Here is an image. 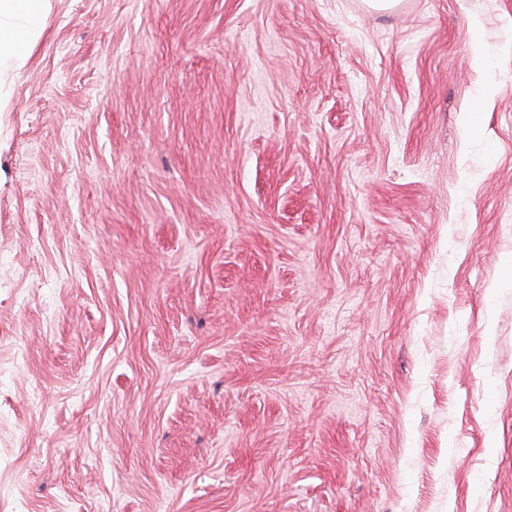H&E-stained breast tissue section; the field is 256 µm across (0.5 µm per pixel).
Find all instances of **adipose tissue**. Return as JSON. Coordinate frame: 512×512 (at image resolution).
<instances>
[{
    "mask_svg": "<svg viewBox=\"0 0 512 512\" xmlns=\"http://www.w3.org/2000/svg\"><path fill=\"white\" fill-rule=\"evenodd\" d=\"M49 0H0V65L23 64V44L38 38Z\"/></svg>",
    "mask_w": 512,
    "mask_h": 512,
    "instance_id": "ef3b65f1",
    "label": "adipose tissue"
}]
</instances>
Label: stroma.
<instances>
[{
    "instance_id": "stroma-1",
    "label": "stroma",
    "mask_w": 512,
    "mask_h": 512,
    "mask_svg": "<svg viewBox=\"0 0 512 512\" xmlns=\"http://www.w3.org/2000/svg\"><path fill=\"white\" fill-rule=\"evenodd\" d=\"M0 512H512V0H50Z\"/></svg>"
}]
</instances>
